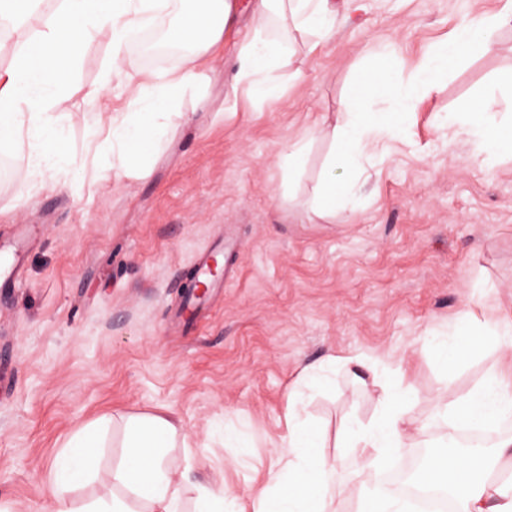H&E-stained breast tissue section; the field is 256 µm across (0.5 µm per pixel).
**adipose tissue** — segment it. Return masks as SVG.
Wrapping results in <instances>:
<instances>
[{
  "label": "adipose tissue",
  "mask_w": 512,
  "mask_h": 512,
  "mask_svg": "<svg viewBox=\"0 0 512 512\" xmlns=\"http://www.w3.org/2000/svg\"><path fill=\"white\" fill-rule=\"evenodd\" d=\"M236 12L237 0H0V30L16 37L12 62L0 69V156L19 149L26 155L19 202L67 182L75 170L76 158L64 147L71 115L62 105L100 33H109L110 51L84 94L107 98L118 87L128 99L125 111L95 117L99 135L89 165L98 182L143 179L182 117L180 100L198 91L202 76L190 66L134 80L125 61L139 47L135 31L145 24L168 32L189 29L199 56L223 41ZM335 13L332 0H254L255 25L239 48L234 85L245 86L259 101H278L283 86L276 72L290 65L296 36L310 38L315 47L328 43ZM396 50L393 40L365 49L374 62L367 92L346 123L331 130L341 148L331 152L309 200L319 217L358 205L363 158L380 139L399 133L397 115L409 107L414 87L429 88L436 80L438 49H428L422 66L405 80L396 79L387 64ZM442 124L449 144L467 145L476 160L512 146V76L488 83L466 111L446 114ZM468 320L465 327L446 323L431 331L422 353L451 362L470 334L508 360L490 368L465 397L439 402L431 422L415 414L419 396L407 381L406 361L392 365L364 352L331 355L305 366L289 387L286 433L273 447L260 489L233 492L220 481L187 486L183 469L199 458L186 452L183 466L172 463L170 452L187 445L176 421L121 414L84 426L63 445L46 474L52 496L45 512H330L329 497L347 464L363 489L359 512H412V503L383 482L407 448L434 451L416 475L417 486L434 492L427 512H512V479L492 476L499 462L512 464V318L472 314ZM339 370L356 381L362 371H372L366 394L374 412L366 422L343 418L330 441L309 411L310 393L329 386ZM465 430L489 437L495 456L460 452L458 436ZM103 475L109 478L106 492L77 496L78 487Z\"/></svg>",
  "instance_id": "ef3b65f1"
}]
</instances>
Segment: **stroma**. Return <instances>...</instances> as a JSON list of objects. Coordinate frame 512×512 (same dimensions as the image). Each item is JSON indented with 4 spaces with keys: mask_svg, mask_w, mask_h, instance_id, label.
Here are the masks:
<instances>
[{
    "mask_svg": "<svg viewBox=\"0 0 512 512\" xmlns=\"http://www.w3.org/2000/svg\"><path fill=\"white\" fill-rule=\"evenodd\" d=\"M336 36L307 51L301 73L279 70L284 95L258 103L238 89L225 109L237 50L253 19L249 0L224 31V45L194 63L204 76L179 109L176 127L145 179L92 190L16 193L26 161L0 158V244L17 263L0 288V506L44 512V475L73 432L102 417L155 413L177 418L191 448L209 442L192 480L223 471L245 490L265 473L286 432L285 393L306 365L366 350L407 358L421 396L466 395L497 355L463 345L453 366L420 351L423 338L467 312L512 316V160L482 163L467 146L445 149L439 128L465 111L491 80L512 75V29L490 51L448 63L438 91L413 92L399 138L365 164L363 200L319 219L308 200L330 149L318 139L293 200L279 192V156L310 128L342 123L366 87L367 42L397 40L389 66L405 77L428 46L454 44L466 15L493 14L507 0H335ZM126 94L90 100L75 93L67 150L84 155L99 112H120ZM224 257L222 288L203 308H185L192 275ZM374 403L344 377L310 406L338 429L346 415L368 420ZM250 423V465L214 432L225 418Z\"/></svg>",
    "mask_w": 512,
    "mask_h": 512,
    "instance_id": "stroma-1",
    "label": "stroma"
}]
</instances>
